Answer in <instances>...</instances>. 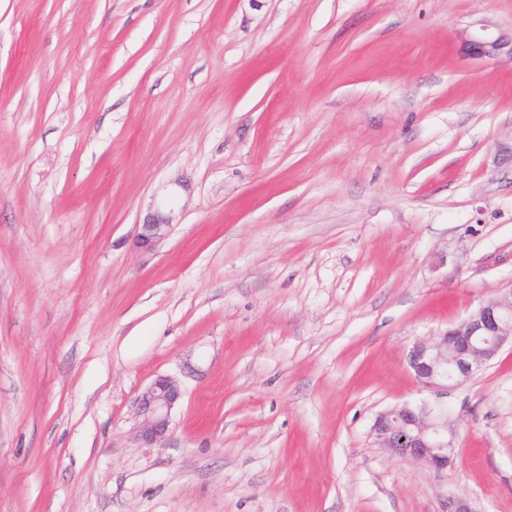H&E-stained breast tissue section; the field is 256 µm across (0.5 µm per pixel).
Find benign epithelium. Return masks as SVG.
<instances>
[{"label":"benign epithelium","mask_w":512,"mask_h":512,"mask_svg":"<svg viewBox=\"0 0 512 512\" xmlns=\"http://www.w3.org/2000/svg\"><path fill=\"white\" fill-rule=\"evenodd\" d=\"M469 56L476 59L512 61V37L494 35L479 20L461 34ZM172 227L159 212L139 225L138 244L153 249ZM512 344V287L499 291L468 316L429 340L415 342L407 353V365L418 385L432 392H446L485 368L502 347ZM181 397L175 380L158 377L139 399L144 416L140 433L146 443L162 440L169 428L168 412ZM373 432L381 447L401 457L423 462L435 470L451 463L448 424L438 409L423 405L396 406L381 413Z\"/></svg>","instance_id":"1"}]
</instances>
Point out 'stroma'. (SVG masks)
Wrapping results in <instances>:
<instances>
[{
    "mask_svg": "<svg viewBox=\"0 0 512 512\" xmlns=\"http://www.w3.org/2000/svg\"><path fill=\"white\" fill-rule=\"evenodd\" d=\"M478 20L512 0H0V512H512V347L442 395L406 361L512 286ZM423 403L442 471L373 435ZM169 217L159 212L149 214L142 224H139L138 244L142 248L153 249L164 240L172 227ZM181 397V391L175 380L158 377L143 392L139 399L140 412L144 416L140 433L146 443L161 441L169 428L168 412Z\"/></svg>",
    "mask_w": 512,
    "mask_h": 512,
    "instance_id": "stroma-1",
    "label": "stroma"
}]
</instances>
